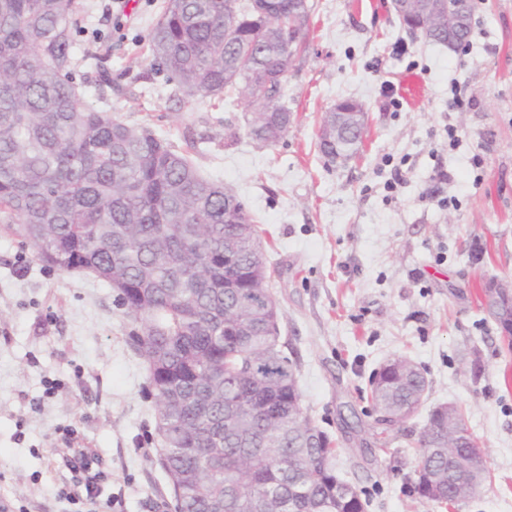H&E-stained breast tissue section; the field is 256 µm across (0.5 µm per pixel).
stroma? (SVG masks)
<instances>
[{
	"mask_svg": "<svg viewBox=\"0 0 512 512\" xmlns=\"http://www.w3.org/2000/svg\"><path fill=\"white\" fill-rule=\"evenodd\" d=\"M75 2V52L97 58L73 81L108 78L86 104L188 151L253 215L303 402L335 439L336 473L362 491L366 512H512V351L482 310L488 280L512 281V0H474L458 52L411 36L392 0H313L285 87L294 121L272 147L247 135L243 102L188 98L152 71L147 39L165 0ZM457 86L467 104L452 110ZM341 98L361 102L368 123L359 154L330 164L317 134ZM396 170L403 181L387 191ZM115 299L92 274L45 268L0 229V512H166L147 371ZM398 357L428 388L419 413L387 431L370 380ZM49 378L59 382L50 397ZM448 403L487 448L488 477L475 498L443 509L410 484L428 411ZM67 425L108 475L96 503L61 494Z\"/></svg>",
	"mask_w": 512,
	"mask_h": 512,
	"instance_id": "obj_1",
	"label": "stroma"
}]
</instances>
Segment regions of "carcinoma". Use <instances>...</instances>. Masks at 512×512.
Instances as JSON below:
<instances>
[{
	"instance_id": "1",
	"label": "carcinoma",
	"mask_w": 512,
	"mask_h": 512,
	"mask_svg": "<svg viewBox=\"0 0 512 512\" xmlns=\"http://www.w3.org/2000/svg\"><path fill=\"white\" fill-rule=\"evenodd\" d=\"M311 0H166L149 38L153 64L185 96L243 100L247 134L275 145L292 112L284 86L305 51ZM74 0H0V223L37 260L112 283L129 340L147 370L156 463L173 512H365L336 475L333 439L297 385L295 352L272 335L282 312L262 241L243 201L145 127L84 101L72 72L96 55L73 50ZM281 75L260 100L269 73ZM240 268L224 287V249ZM428 382L410 360L371 379L376 410L406 422ZM432 410L418 439L414 491L456 503L448 475L471 453Z\"/></svg>"
}]
</instances>
